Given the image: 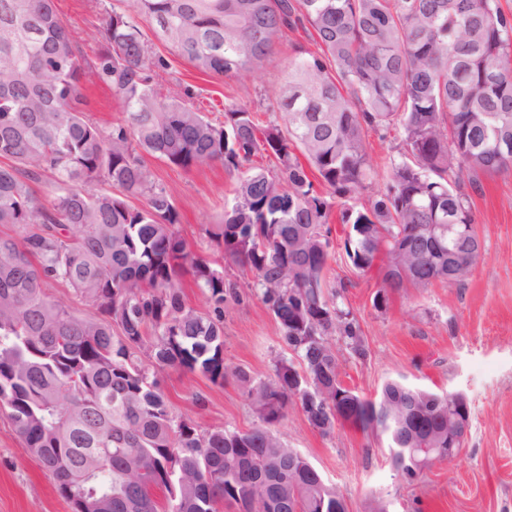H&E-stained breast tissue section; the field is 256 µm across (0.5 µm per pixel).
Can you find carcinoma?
<instances>
[{
	"label": "carcinoma",
	"mask_w": 512,
	"mask_h": 512,
	"mask_svg": "<svg viewBox=\"0 0 512 512\" xmlns=\"http://www.w3.org/2000/svg\"><path fill=\"white\" fill-rule=\"evenodd\" d=\"M108 14L104 44L85 56L55 0H0V406L73 512H347L343 494L278 431L297 407L324 436L348 424L389 442L397 474L422 469L410 429L448 448L455 395L387 382L375 398L341 385L342 358L371 354L347 286L325 270L333 199L373 177L370 132L401 130L369 205H341L343 249L380 278L373 306L403 288L448 279V236L432 224L476 220L460 185L512 169V14L500 0H133ZM198 71L255 78L285 30L304 23L320 51L293 59L280 117L260 122L224 104L217 123L179 85L138 17ZM103 84L124 122L86 113ZM267 154L276 168L253 164ZM308 165H303L299 156ZM183 170L219 162L231 205L206 229L221 257L187 250L172 196L145 157ZM317 173L319 185L307 168ZM49 181L52 194L33 185ZM142 201L136 207L131 200ZM232 264L279 324L289 356L256 379L224 358V306L238 297ZM190 275L205 309L188 306ZM65 284L90 312L44 286ZM165 368L238 382L257 418L248 430L204 429L176 413ZM165 490L160 504L139 481Z\"/></svg>",
	"instance_id": "cac0c4a2"
}]
</instances>
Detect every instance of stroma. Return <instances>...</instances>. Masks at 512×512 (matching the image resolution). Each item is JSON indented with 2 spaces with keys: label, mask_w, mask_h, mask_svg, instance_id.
<instances>
[{
  "label": "stroma",
  "mask_w": 512,
  "mask_h": 512,
  "mask_svg": "<svg viewBox=\"0 0 512 512\" xmlns=\"http://www.w3.org/2000/svg\"><path fill=\"white\" fill-rule=\"evenodd\" d=\"M62 21L86 55L102 42L112 9L132 10L131 0H56ZM142 29L152 50L169 63L167 80L190 87L195 103L210 118H222L225 100L257 111L269 121L280 112L277 90L297 48L316 51L310 26L287 31L263 61L257 78H227L198 72L164 40L149 21ZM375 174L366 189L348 198L367 205L381 190L387 167L401 150L400 131L387 138L367 136ZM148 165L157 184L172 196L182 218L178 229L194 252L210 256L215 246L205 230L233 198V179L218 163L185 171L158 160ZM466 187L481 256L463 285L436 284L391 295L385 310L372 304L379 288L375 273L362 274L333 248L327 280L345 283L346 301L355 311L371 350L367 361L347 360L343 382L360 394L377 397L389 380L439 393L464 394L471 420L463 452L440 461L409 484L396 475L385 436L344 425L321 435L297 409L279 427L323 479L341 491L348 512H370L385 496L391 512H512V171L479 175ZM224 309V357L254 378L271 375L277 356L286 354L279 326L250 288ZM161 383L176 412L204 428L247 430L256 418L234 381L212 384L199 374L176 368L162 372ZM0 512H72L56 482L29 454L0 411Z\"/></svg>",
  "instance_id": "stroma-1"
}]
</instances>
